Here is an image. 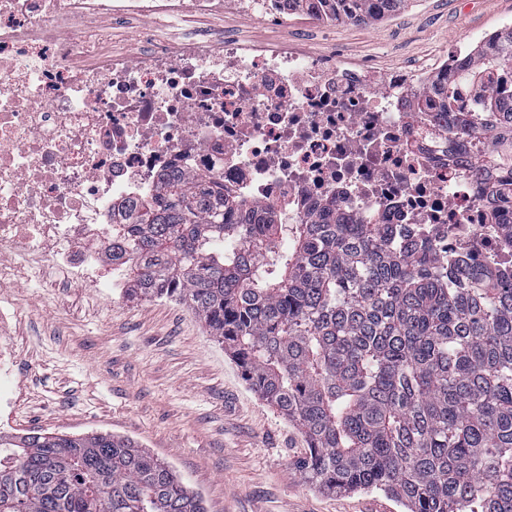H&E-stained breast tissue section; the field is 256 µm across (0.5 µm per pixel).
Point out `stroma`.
Returning <instances> with one entry per match:
<instances>
[{
  "mask_svg": "<svg viewBox=\"0 0 512 512\" xmlns=\"http://www.w3.org/2000/svg\"><path fill=\"white\" fill-rule=\"evenodd\" d=\"M512 24V0H408L373 24L291 18L281 36L386 71L473 48ZM19 368L0 433L109 432L169 463L207 512H404L381 491L326 493L294 465L300 434L251 391L188 305L58 288L25 269L0 283Z\"/></svg>",
  "mask_w": 512,
  "mask_h": 512,
  "instance_id": "obj_1",
  "label": "stroma"
}]
</instances>
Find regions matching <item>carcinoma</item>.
<instances>
[{"mask_svg": "<svg viewBox=\"0 0 512 512\" xmlns=\"http://www.w3.org/2000/svg\"><path fill=\"white\" fill-rule=\"evenodd\" d=\"M364 24L407 0H326ZM462 77L512 70V26ZM427 112L473 137L479 173L512 170V84L472 111L449 89ZM501 120L484 146V113ZM224 178H164L155 200L117 204L112 269L132 298L183 302L245 381L288 419L304 482L381 490L406 512H512V273L448 270L436 245L405 250L389 224L329 216L224 223ZM205 512L202 497L130 438L0 435V512Z\"/></svg>", "mask_w": 512, "mask_h": 512, "instance_id": "1", "label": "carcinoma"}]
</instances>
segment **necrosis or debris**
I'll list each match as a JSON object with an SVG mask.
<instances>
[{"label":"necrosis or debris","mask_w":512,"mask_h":512,"mask_svg":"<svg viewBox=\"0 0 512 512\" xmlns=\"http://www.w3.org/2000/svg\"><path fill=\"white\" fill-rule=\"evenodd\" d=\"M225 15L276 29L288 0H0L1 251L59 287H102L113 204L154 196L163 173L210 170L237 204L231 224L253 210L296 224L332 204L402 242L431 240L449 266H512L497 175L477 179L467 138L413 117L439 81L470 111L479 89L456 70L472 54L382 72L250 41ZM11 318L0 310L6 410Z\"/></svg>","instance_id":"necrosis-or-debris-1"}]
</instances>
